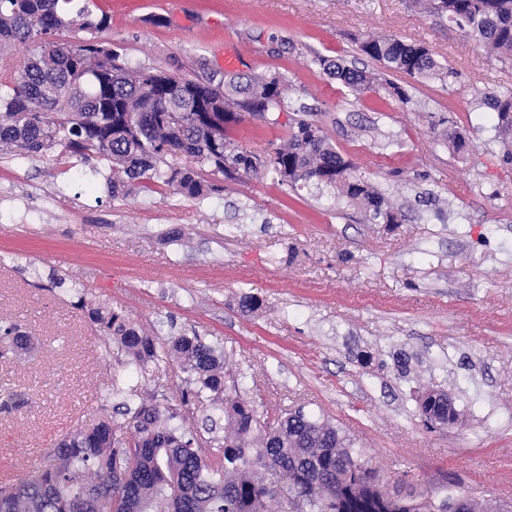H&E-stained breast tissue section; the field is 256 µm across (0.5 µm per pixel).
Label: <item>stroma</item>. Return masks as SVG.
Returning a JSON list of instances; mask_svg holds the SVG:
<instances>
[{
    "mask_svg": "<svg viewBox=\"0 0 512 512\" xmlns=\"http://www.w3.org/2000/svg\"><path fill=\"white\" fill-rule=\"evenodd\" d=\"M102 40L130 66L199 79L283 78L277 126L244 118L240 151L277 147L308 115L390 199L394 224L369 223L332 189L215 176L200 199L116 197L106 164L0 153V317L28 336L0 355V482L19 460L49 464L56 442L111 412L112 378L179 384L178 368L125 364L77 308L108 303L150 334L197 333L227 354L257 404L304 408L366 449L389 488L459 492L512 512V159L485 120V95L512 94V61L422 0H95ZM427 47L450 75L421 80L364 54L369 36ZM317 56L376 75L352 95L306 62ZM409 103L386 101L385 85ZM466 138L449 150L437 124ZM63 278L53 287L51 276ZM260 297L255 315L240 293ZM450 395L459 417L429 430L421 393Z\"/></svg>",
    "mask_w": 512,
    "mask_h": 512,
    "instance_id": "1",
    "label": "stroma"
}]
</instances>
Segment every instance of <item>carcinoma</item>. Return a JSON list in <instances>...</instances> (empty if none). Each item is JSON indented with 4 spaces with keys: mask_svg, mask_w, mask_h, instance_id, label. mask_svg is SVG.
Instances as JSON below:
<instances>
[{
    "mask_svg": "<svg viewBox=\"0 0 512 512\" xmlns=\"http://www.w3.org/2000/svg\"><path fill=\"white\" fill-rule=\"evenodd\" d=\"M431 7L474 34L489 53L512 60V0H432ZM110 20L91 0H0V59L15 43L34 45L19 66L0 67V152L43 157L96 156L110 169L112 196L139 186L187 197L215 190L202 173L227 179L270 175L291 188H332L365 209L377 224H394L397 210L333 147L323 130L298 119L270 153L246 154L227 134L248 114L278 124L286 83L278 77L199 81L171 72L117 64L112 43L96 39ZM62 30L85 37L59 43ZM361 51L410 77L434 78L442 64L425 47L395 36H370ZM314 63L359 95L373 78L337 60ZM501 143L512 145V95L489 96ZM193 165H183L182 157ZM97 330L117 343L126 363L185 374L179 404L157 387L143 392L113 378V412L65 436L53 449L56 463L0 488V512H272L278 498L302 512H344L353 496L371 503L389 494L371 481L365 449L332 421L303 410H259L236 384H227L226 356L193 334L161 340L123 311L80 298ZM424 422L448 412V396L417 398ZM202 430L187 425L200 409ZM444 478L426 496L429 504L453 494Z\"/></svg>",
    "mask_w": 512,
    "mask_h": 512,
    "instance_id": "obj_1",
    "label": "carcinoma"
}]
</instances>
